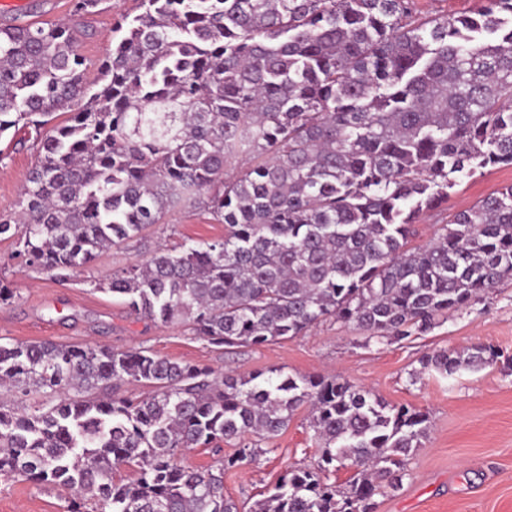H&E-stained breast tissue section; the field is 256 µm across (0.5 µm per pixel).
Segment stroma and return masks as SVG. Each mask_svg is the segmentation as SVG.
Returning a JSON list of instances; mask_svg holds the SVG:
<instances>
[{
    "label": "stroma",
    "mask_w": 512,
    "mask_h": 512,
    "mask_svg": "<svg viewBox=\"0 0 512 512\" xmlns=\"http://www.w3.org/2000/svg\"><path fill=\"white\" fill-rule=\"evenodd\" d=\"M138 0H102L88 17L91 38L81 39L86 79L112 49V26L137 14ZM72 0H15L0 7V21L68 22ZM35 161L32 147L0 138V211L15 209ZM512 184V166L490 167L462 179L435 212L415 226L413 246L423 247L440 224L479 199ZM224 227L203 205L173 210L141 237L99 254L78 280L57 282L18 266L13 240H0V280L15 292L0 302V341L98 345L148 349L174 361L201 364L243 376L278 369L285 375L341 376L392 404L425 412L432 430L408 461L400 490L377 497L376 512H512V283L419 338L365 344L359 330L325 321L306 333L261 348L234 353L210 345L181 325L160 326L137 317L117 295L95 291V280L144 261L160 247L173 248L223 238ZM496 346L502 360L446 377L419 374L423 353ZM255 461L224 474V493L252 504L288 466H310L318 457L306 413L297 414ZM69 494L53 485L0 477V512H67Z\"/></svg>",
    "instance_id": "stroma-1"
}]
</instances>
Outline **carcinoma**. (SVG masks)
I'll use <instances>...</instances> for the list:
<instances>
[{
    "label": "carcinoma",
    "mask_w": 512,
    "mask_h": 512,
    "mask_svg": "<svg viewBox=\"0 0 512 512\" xmlns=\"http://www.w3.org/2000/svg\"><path fill=\"white\" fill-rule=\"evenodd\" d=\"M421 16L414 0H139L86 82L82 31L0 23V136L36 130L14 257L58 281L204 196L224 239L161 249L94 282L216 347H261L330 319L380 344L423 336L512 281V185L413 248V224L464 177L512 166V0ZM80 107L68 123L46 117ZM246 159L235 176L227 168ZM498 351L424 354L453 375ZM118 382L146 383L140 400ZM0 474L72 492L68 512H240L224 471L309 408L319 456L248 512H375L430 433L429 417L340 378L219 375L149 350L0 343ZM233 442L217 467L187 448ZM135 477H116L123 466ZM355 468L343 485L330 481Z\"/></svg>",
    "instance_id": "cac0c4a2"
}]
</instances>
